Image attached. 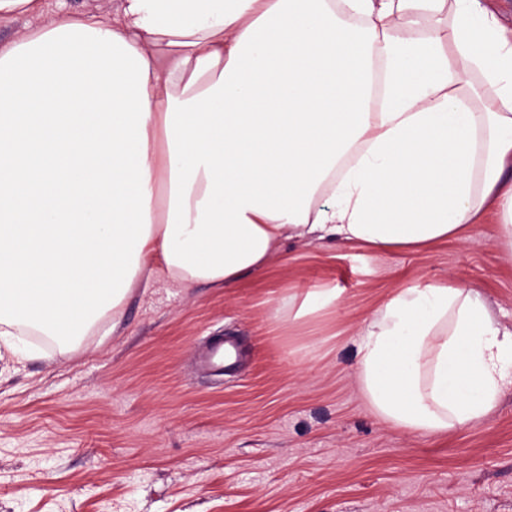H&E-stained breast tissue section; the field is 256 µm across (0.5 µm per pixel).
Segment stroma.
<instances>
[{"mask_svg": "<svg viewBox=\"0 0 512 512\" xmlns=\"http://www.w3.org/2000/svg\"><path fill=\"white\" fill-rule=\"evenodd\" d=\"M495 220L425 253L289 241L230 288L133 289L79 349L22 332L0 358V512H512V390L444 434L380 422L355 379L354 341L396 288L480 290L512 325V262ZM335 287L332 315L273 320L285 288ZM241 365L200 372L212 337Z\"/></svg>", "mask_w": 512, "mask_h": 512, "instance_id": "obj_1", "label": "stroma"}]
</instances>
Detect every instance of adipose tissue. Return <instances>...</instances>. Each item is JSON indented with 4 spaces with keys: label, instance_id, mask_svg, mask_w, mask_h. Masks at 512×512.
Instances as JSON below:
<instances>
[{
    "label": "adipose tissue",
    "instance_id": "obj_1",
    "mask_svg": "<svg viewBox=\"0 0 512 512\" xmlns=\"http://www.w3.org/2000/svg\"><path fill=\"white\" fill-rule=\"evenodd\" d=\"M84 25L148 64L150 231L137 275L228 288L283 242L424 252L487 216L512 259V29L489 0H121ZM336 289H292L293 324ZM382 422L479 423L512 327L475 288H400L358 333Z\"/></svg>",
    "mask_w": 512,
    "mask_h": 512
}]
</instances>
